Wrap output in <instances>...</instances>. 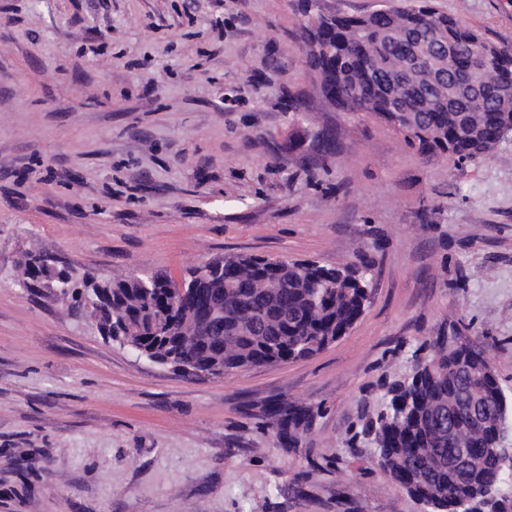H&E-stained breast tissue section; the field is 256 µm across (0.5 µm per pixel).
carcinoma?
<instances>
[{"label": "carcinoma", "instance_id": "cac0c4a2", "mask_svg": "<svg viewBox=\"0 0 512 512\" xmlns=\"http://www.w3.org/2000/svg\"><path fill=\"white\" fill-rule=\"evenodd\" d=\"M423 36L428 54L442 62L453 51L448 85L461 90L453 100L427 86L411 87L405 65ZM325 35L336 52L307 58L336 88V104L348 112H369L418 147L422 155L457 163L476 160L512 138V79L496 58L512 63V45L486 40L460 18L438 12L431 0H410L396 10L364 15L338 12L332 19L309 16L301 41ZM485 66L482 91H465L477 54ZM176 280L163 271L112 282V300L97 303L87 278L72 267L58 272L56 284L71 309L112 322L119 345L162 366L241 369L273 365L284 358H307L339 340L363 313L372 289L371 265L360 259L328 267L314 261L288 262L234 256L211 279L187 270L179 280L188 292L176 297ZM430 354L416 349L411 370L385 386L381 409L364 413L348 447L372 448L379 469L426 512H512V493L502 488L505 434L512 428V398L504 391L483 352L474 344L438 336ZM275 418V436L290 448L309 430L314 409L277 402L265 409ZM469 463H460L461 456Z\"/></svg>", "mask_w": 512, "mask_h": 512}]
</instances>
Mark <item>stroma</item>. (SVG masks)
<instances>
[{
	"instance_id": "stroma-1",
	"label": "stroma",
	"mask_w": 512,
	"mask_h": 512,
	"mask_svg": "<svg viewBox=\"0 0 512 512\" xmlns=\"http://www.w3.org/2000/svg\"><path fill=\"white\" fill-rule=\"evenodd\" d=\"M405 0H0V512H424L349 429L412 351L457 329L512 393V140L426 158L329 105L305 10ZM512 44V0H432ZM49 253L95 277L237 254L374 288L313 358L188 378L18 283ZM312 407L299 447L275 401Z\"/></svg>"
}]
</instances>
